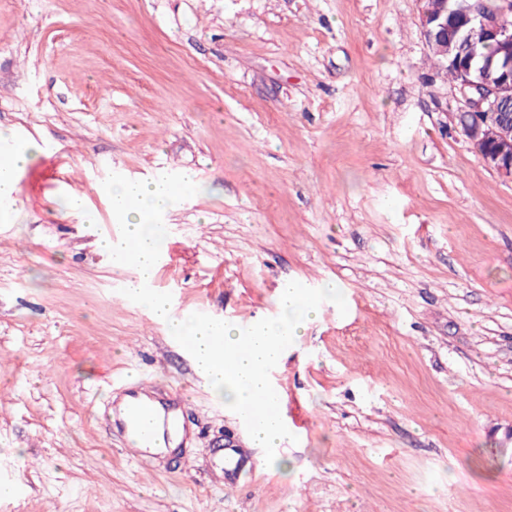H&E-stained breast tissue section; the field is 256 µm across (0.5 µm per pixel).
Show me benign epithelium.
<instances>
[{
  "instance_id": "obj_1",
  "label": "benign epithelium",
  "mask_w": 512,
  "mask_h": 512,
  "mask_svg": "<svg viewBox=\"0 0 512 512\" xmlns=\"http://www.w3.org/2000/svg\"><path fill=\"white\" fill-rule=\"evenodd\" d=\"M464 8L449 7V0H421V28L429 49L443 56L448 76L456 71V119L463 135L484 164L497 174L512 179V122L500 108L512 100V31L500 27L495 12L485 7V0H466ZM456 33H465L468 50L452 52L448 43V22ZM493 42L496 53L477 69L474 51L479 44Z\"/></svg>"
}]
</instances>
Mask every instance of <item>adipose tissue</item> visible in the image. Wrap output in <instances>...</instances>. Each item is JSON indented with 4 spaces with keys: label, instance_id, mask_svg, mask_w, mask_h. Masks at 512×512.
Segmentation results:
<instances>
[{
    "label": "adipose tissue",
    "instance_id": "obj_1",
    "mask_svg": "<svg viewBox=\"0 0 512 512\" xmlns=\"http://www.w3.org/2000/svg\"><path fill=\"white\" fill-rule=\"evenodd\" d=\"M177 193V186L165 181L125 180L113 184L109 190L112 212L120 220L123 237L116 242L106 237L99 241L103 251L118 253L133 261L138 279L129 284L128 292L143 298L152 316L162 322L170 319L168 299L147 289L157 272L159 254L151 229L156 217L171 208Z\"/></svg>",
    "mask_w": 512,
    "mask_h": 512
}]
</instances>
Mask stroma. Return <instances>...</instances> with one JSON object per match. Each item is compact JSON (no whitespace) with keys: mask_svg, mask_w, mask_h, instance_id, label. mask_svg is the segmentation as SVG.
<instances>
[{"mask_svg":"<svg viewBox=\"0 0 512 512\" xmlns=\"http://www.w3.org/2000/svg\"><path fill=\"white\" fill-rule=\"evenodd\" d=\"M455 110L418 0H0V142L40 146L0 203V512H512V180ZM186 173L173 319L246 328L290 280L350 309L275 367L274 455L97 246L113 182ZM138 375L186 395L181 448L107 425Z\"/></svg>","mask_w":512,"mask_h":512,"instance_id":"35a3bbf8","label":"stroma"}]
</instances>
